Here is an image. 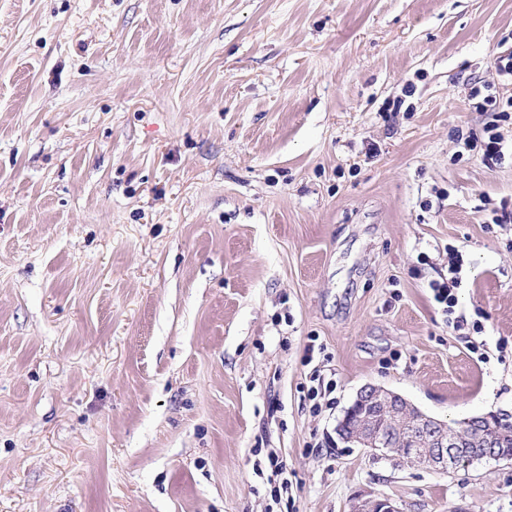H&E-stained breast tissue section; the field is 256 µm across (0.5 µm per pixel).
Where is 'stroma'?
Masks as SVG:
<instances>
[{
    "mask_svg": "<svg viewBox=\"0 0 512 512\" xmlns=\"http://www.w3.org/2000/svg\"><path fill=\"white\" fill-rule=\"evenodd\" d=\"M510 52L512 0H0V512H512L335 434L512 415V156L457 143ZM461 267L458 251L456 253L455 250L448 252V279L446 278L442 282L432 281L429 284L434 300L445 305L446 312H448V323L457 329L466 322L462 315L452 317L456 313L455 308L458 305L457 289L462 282ZM351 512H401L398 504L389 497L376 496L360 499L353 503Z\"/></svg>",
    "mask_w": 512,
    "mask_h": 512,
    "instance_id": "stroma-1",
    "label": "stroma"
}]
</instances>
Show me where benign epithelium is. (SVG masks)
Here are the masks:
<instances>
[{
    "mask_svg": "<svg viewBox=\"0 0 512 512\" xmlns=\"http://www.w3.org/2000/svg\"><path fill=\"white\" fill-rule=\"evenodd\" d=\"M475 425H447L421 413L406 398L380 386L366 384L357 392L336 426L344 443L367 449L378 457L399 450L412 466L426 465L446 473L467 460L511 461L495 441L474 438ZM351 512H401L389 497L376 496L353 503Z\"/></svg>",
    "mask_w": 512,
    "mask_h": 512,
    "instance_id": "obj_1",
    "label": "benign epithelium"
}]
</instances>
